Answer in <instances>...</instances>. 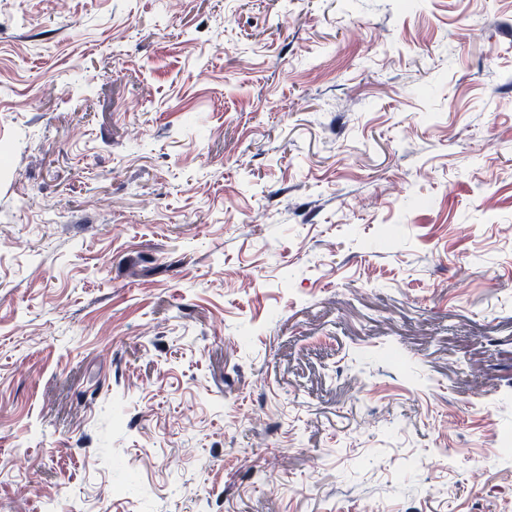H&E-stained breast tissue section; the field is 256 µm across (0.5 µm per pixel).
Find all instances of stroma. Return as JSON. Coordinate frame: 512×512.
<instances>
[{"mask_svg": "<svg viewBox=\"0 0 512 512\" xmlns=\"http://www.w3.org/2000/svg\"><path fill=\"white\" fill-rule=\"evenodd\" d=\"M512 512V0H0V512Z\"/></svg>", "mask_w": 512, "mask_h": 512, "instance_id": "35a3bbf8", "label": "stroma"}]
</instances>
